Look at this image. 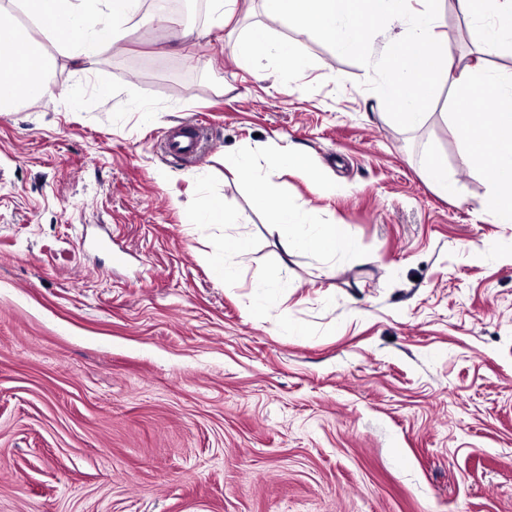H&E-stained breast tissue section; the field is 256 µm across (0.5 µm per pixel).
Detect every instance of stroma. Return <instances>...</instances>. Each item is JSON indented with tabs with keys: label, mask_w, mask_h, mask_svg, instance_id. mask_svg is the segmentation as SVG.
<instances>
[{
	"label": "stroma",
	"mask_w": 512,
	"mask_h": 512,
	"mask_svg": "<svg viewBox=\"0 0 512 512\" xmlns=\"http://www.w3.org/2000/svg\"><path fill=\"white\" fill-rule=\"evenodd\" d=\"M428 6L469 57L480 27ZM175 22L86 74L45 42L53 93L0 112V512H512V224L477 210L493 176L461 162L447 84L410 132L362 57L267 23L318 63L284 85L211 17ZM261 22L239 0L230 34ZM177 125L199 157L167 154ZM273 147L343 186L270 178L350 252L284 253L230 162ZM215 196L226 223H187ZM425 178L443 195H451L455 188L448 175V164L437 157H429L423 166Z\"/></svg>",
	"instance_id": "1"
}]
</instances>
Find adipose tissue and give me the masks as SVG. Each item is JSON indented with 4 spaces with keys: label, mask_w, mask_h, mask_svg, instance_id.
<instances>
[{
    "label": "adipose tissue",
    "mask_w": 512,
    "mask_h": 512,
    "mask_svg": "<svg viewBox=\"0 0 512 512\" xmlns=\"http://www.w3.org/2000/svg\"><path fill=\"white\" fill-rule=\"evenodd\" d=\"M409 0H261L267 19L284 21L301 34L330 44L341 55H369L373 20L384 23L383 82L379 99L393 111L394 120L409 131L422 126L438 81L448 83L454 99L453 122L461 140L463 161H476L494 174V182L478 202L480 213L496 223L512 224V80L488 74L480 64L459 65L454 56L438 58L433 47L439 35L434 14L409 12ZM460 10L472 19L492 16L475 48L484 55L497 44L512 40V0H458ZM139 0H0V41L13 50L0 55V112L19 102L51 92L49 74L53 59L29 29L10 20L14 10L28 15L45 37L54 40L64 54L83 71H91L103 33L121 39L131 22L152 28L162 19L139 14ZM273 47L275 68L282 78L315 69L316 61L300 53L288 40L270 44L266 26L254 27L237 44L247 62L259 61L266 47ZM489 93L500 102L498 109L476 112L471 100ZM237 172L253 188L256 207L272 210V227L278 231L285 252L303 249L326 258L349 252L352 244L343 224H323L305 229L306 211L297 199L269 197V173L245 153L234 158Z\"/></svg>",
    "instance_id": "1"
}]
</instances>
